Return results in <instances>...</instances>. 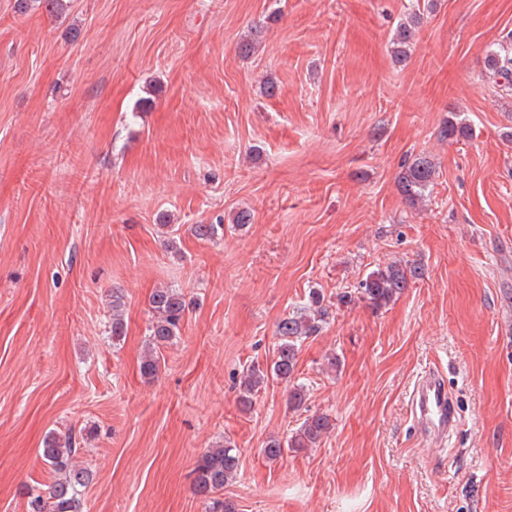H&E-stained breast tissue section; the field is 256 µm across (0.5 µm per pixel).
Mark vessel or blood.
Listing matches in <instances>:
<instances>
[{"mask_svg":"<svg viewBox=\"0 0 512 512\" xmlns=\"http://www.w3.org/2000/svg\"><path fill=\"white\" fill-rule=\"evenodd\" d=\"M408 412L414 425L431 442L443 441L454 429V404L438 370L431 368L419 375L409 396Z\"/></svg>","mask_w":512,"mask_h":512,"instance_id":"obj_1","label":"vessel or blood"}]
</instances>
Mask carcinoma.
<instances>
[{"instance_id":"obj_1","label":"carcinoma","mask_w":512,"mask_h":512,"mask_svg":"<svg viewBox=\"0 0 512 512\" xmlns=\"http://www.w3.org/2000/svg\"><path fill=\"white\" fill-rule=\"evenodd\" d=\"M41 3L52 14L60 15L67 8L64 0H16L17 12L27 13L35 3ZM421 12L412 11L393 39V56L397 60L407 57L406 47L414 37L415 28L421 23ZM489 71L501 79L500 86L512 91V48H501L488 54ZM435 165L426 157H417L399 176V187L410 203L425 196L433 184ZM194 233L202 240H216L224 236L222 224H196ZM423 269L408 260L392 262L370 272L359 284L362 300L379 310L398 298L407 288L422 279ZM151 313L148 339L140 361V374L150 380L160 370L161 348L170 345L179 336L185 319L187 302L185 295L175 288H157L148 298ZM125 302L122 293L112 289L111 328L112 338L124 334ZM329 306L318 289L308 292L307 301L300 308L280 318L276 323L277 343L270 363H252L242 370L239 383L238 405L244 412L253 409L257 396L271 379L287 385L288 407L297 412L306 404L305 385L296 382V368L301 344L311 336L319 335L328 323ZM331 429L328 415L312 414L304 418L290 436L281 441L270 439L261 449L270 463L279 461L288 448L303 450L316 448ZM79 440L74 431L51 432L44 438L42 460L54 479L42 491L28 493V512H83L82 489L93 480L88 467L75 463ZM239 456L236 445L226 440L201 452L192 470L193 493L203 500L205 512H237L230 500L220 497L224 486L236 479Z\"/></svg>"}]
</instances>
